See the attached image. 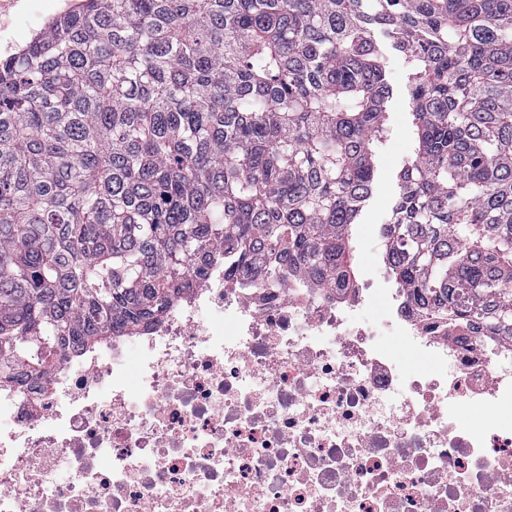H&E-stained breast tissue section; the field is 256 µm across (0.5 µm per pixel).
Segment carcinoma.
Wrapping results in <instances>:
<instances>
[{
    "mask_svg": "<svg viewBox=\"0 0 512 512\" xmlns=\"http://www.w3.org/2000/svg\"><path fill=\"white\" fill-rule=\"evenodd\" d=\"M379 31L413 116L390 274L512 339V0H83L0 57V389L147 330L219 250L352 287Z\"/></svg>",
    "mask_w": 512,
    "mask_h": 512,
    "instance_id": "cac0c4a2",
    "label": "carcinoma"
}]
</instances>
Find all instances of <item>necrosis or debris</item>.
I'll list each match as a JSON object with an SVG mask.
<instances>
[{
  "label": "necrosis or debris",
  "instance_id": "4bbe7bcc",
  "mask_svg": "<svg viewBox=\"0 0 512 512\" xmlns=\"http://www.w3.org/2000/svg\"><path fill=\"white\" fill-rule=\"evenodd\" d=\"M0 404V512H512V343L386 272L324 288L216 256L148 331Z\"/></svg>",
  "mask_w": 512,
  "mask_h": 512
}]
</instances>
